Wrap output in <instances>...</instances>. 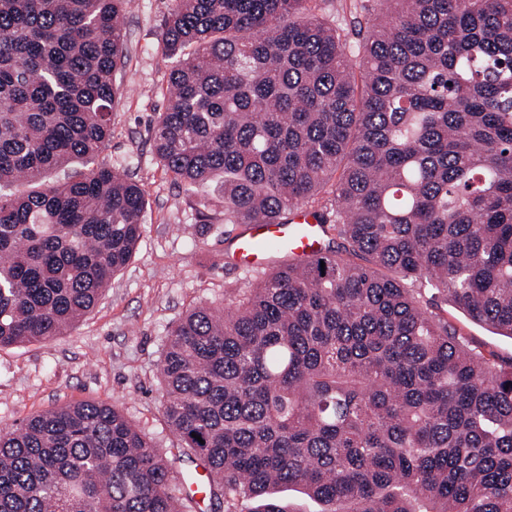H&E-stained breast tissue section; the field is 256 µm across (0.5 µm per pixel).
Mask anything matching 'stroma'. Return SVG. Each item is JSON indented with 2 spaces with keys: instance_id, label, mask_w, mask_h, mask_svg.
I'll return each instance as SVG.
<instances>
[{
  "instance_id": "1",
  "label": "stroma",
  "mask_w": 512,
  "mask_h": 512,
  "mask_svg": "<svg viewBox=\"0 0 512 512\" xmlns=\"http://www.w3.org/2000/svg\"><path fill=\"white\" fill-rule=\"evenodd\" d=\"M173 0H131L123 23L127 62L109 142L99 162H127L146 192L144 226L129 264L115 274L94 309L52 339L0 348V431L57 406L90 401L117 407L164 451L177 477L195 469L177 455L178 440L162 415L158 365L166 334L188 310L220 306L236 288H251L258 269L225 260L238 224L200 222L202 195L187 194L158 164L150 129L167 103L169 61L159 47ZM445 317L471 345L512 360V338L472 322L455 305Z\"/></svg>"
}]
</instances>
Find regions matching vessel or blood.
<instances>
[{"instance_id": "b4317fda", "label": "vessel or blood", "mask_w": 512, "mask_h": 512, "mask_svg": "<svg viewBox=\"0 0 512 512\" xmlns=\"http://www.w3.org/2000/svg\"><path fill=\"white\" fill-rule=\"evenodd\" d=\"M296 260L312 257L325 245V226L318 211L305 206L293 208L284 224H251L234 239L229 259L235 266L255 269L269 265L275 254L266 244ZM278 251V252H279Z\"/></svg>"}]
</instances>
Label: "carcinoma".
Listing matches in <instances>:
<instances>
[{
  "mask_svg": "<svg viewBox=\"0 0 512 512\" xmlns=\"http://www.w3.org/2000/svg\"><path fill=\"white\" fill-rule=\"evenodd\" d=\"M310 2L174 0L162 28L153 151L174 182L218 188L224 223L313 208L339 173L320 207L335 246L168 331L163 416L215 512H290L283 485L321 512H512V361L442 314L512 336V0H372L355 46ZM127 4L0 0V188L31 186L0 192V348L61 335L141 237L145 190L91 166ZM188 501L114 406L0 434V512Z\"/></svg>",
  "mask_w": 512,
  "mask_h": 512,
  "instance_id": "cac0c4a2",
  "label": "carcinoma"
}]
</instances>
